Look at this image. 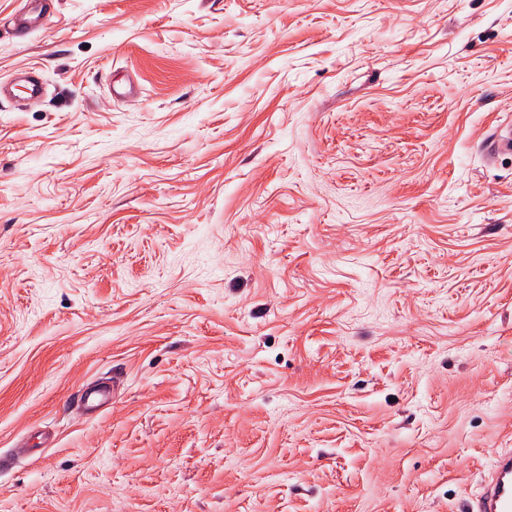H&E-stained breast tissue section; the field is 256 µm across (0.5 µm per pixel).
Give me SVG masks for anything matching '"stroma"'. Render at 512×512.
<instances>
[{"instance_id":"stroma-1","label":"stroma","mask_w":512,"mask_h":512,"mask_svg":"<svg viewBox=\"0 0 512 512\" xmlns=\"http://www.w3.org/2000/svg\"><path fill=\"white\" fill-rule=\"evenodd\" d=\"M20 5L0 512H466L512 448V0ZM24 6L15 14L17 31L29 33L43 25L50 16L53 0H24ZM512 150V124H500L488 138L484 149V157L492 161L495 157L504 152Z\"/></svg>"}]
</instances>
